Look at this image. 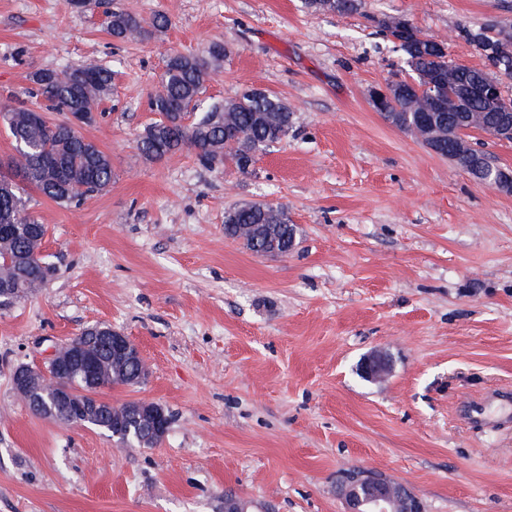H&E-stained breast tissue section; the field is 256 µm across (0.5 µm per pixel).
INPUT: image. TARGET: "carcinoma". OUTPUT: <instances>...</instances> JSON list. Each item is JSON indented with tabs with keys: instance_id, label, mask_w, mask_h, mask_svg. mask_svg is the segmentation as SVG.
<instances>
[{
	"instance_id": "obj_1",
	"label": "carcinoma",
	"mask_w": 512,
	"mask_h": 512,
	"mask_svg": "<svg viewBox=\"0 0 512 512\" xmlns=\"http://www.w3.org/2000/svg\"><path fill=\"white\" fill-rule=\"evenodd\" d=\"M168 24L163 14L150 22L130 13L114 10L107 16L110 34L118 39H145ZM499 26L488 23L478 29L466 26L458 36L473 45L485 60V67L459 65L454 72L458 84L488 78L512 79V43L498 38ZM410 79L393 83V101L380 110L391 124L409 131L416 113L408 110L414 98L423 100L424 111L433 112L439 72H448V53L443 44L422 41L412 29L400 42ZM229 49L216 42L203 55L171 53L166 61L162 91L149 100L151 111L159 115L136 139V149L146 160L158 161L168 155L191 151L200 165L220 169L232 165L247 173L255 154L288 136L294 112L281 99L259 90H248L238 98L212 104L190 123L184 120L198 110L211 66L224 60ZM114 72L99 64L77 62L63 70L38 69L31 74L28 96L41 98L38 116L27 108H12L0 113L14 145L20 151L8 163L0 162V253L14 258L13 265L0 271V284L24 300L45 283L34 251V240L46 236L47 229L24 209L21 191L31 186L62 207L76 206L112 184V160L91 140L69 126L72 112H95L101 97L112 89ZM224 236L241 241L252 252L266 256L275 247L298 242V228L289 223L287 213L278 206L244 204L224 212ZM143 382L138 367L131 361L106 367L101 384L133 386ZM114 414L103 411L87 423L103 431L115 442L130 448L152 447L162 437H151L143 424L132 429L112 425Z\"/></svg>"
}]
</instances>
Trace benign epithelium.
<instances>
[{
	"label": "benign epithelium",
	"mask_w": 512,
	"mask_h": 512,
	"mask_svg": "<svg viewBox=\"0 0 512 512\" xmlns=\"http://www.w3.org/2000/svg\"><path fill=\"white\" fill-rule=\"evenodd\" d=\"M471 100H477L482 105L480 116L470 113L462 122L448 126L447 158L475 180L494 190L511 193L512 169L498 164H485L479 160L466 132L478 129L492 139L512 141V123L507 117L512 112V101L503 94L502 86L492 80L465 86L455 84L453 66H448V96L437 98L436 108L440 111L447 109L451 112H463L465 104ZM410 134L428 148H433V125L429 114L420 117L419 125L413 127ZM100 345L110 352L112 360L140 357L133 342L112 329L101 337ZM101 364L102 360L97 354L84 350L72 341L57 343L47 354L43 364H22L14 370L15 394L32 410L41 412L43 407L37 384L49 383L50 372L64 376L81 370L90 376V382L97 385L100 383L98 369ZM362 370L366 379L378 381L389 372L390 364L383 353L376 352L364 360ZM53 390L54 406L49 410L53 415L57 414V410L63 409L70 413L71 418L79 421L98 405H112V402L98 394L85 397L67 384L55 383ZM341 492L348 512H359L362 507L365 512H422L418 498L404 486L375 475H359L345 482Z\"/></svg>",
	"instance_id": "obj_1"
}]
</instances>
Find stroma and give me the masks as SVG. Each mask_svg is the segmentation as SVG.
Instances as JSON below:
<instances>
[{"instance_id": "1", "label": "stroma", "mask_w": 512, "mask_h": 512, "mask_svg": "<svg viewBox=\"0 0 512 512\" xmlns=\"http://www.w3.org/2000/svg\"><path fill=\"white\" fill-rule=\"evenodd\" d=\"M121 9L166 28L113 39ZM405 20L452 62L483 58L462 26L512 25V0H359L313 13L303 0H0V106L30 73L85 61L116 70L82 130L112 183L63 208L35 189L55 273L0 306V512H347L341 476L402 484L422 512H512V427L474 426L468 402L512 390V194L492 190L387 123L371 88L402 79L382 32ZM230 53L204 104L261 89L296 120L246 174L183 151L143 159L135 139L168 55ZM23 58H16V51ZM241 202L281 207L299 243L263 257L224 236ZM106 324L137 346L144 383L102 397L164 406L151 448L34 413L12 388L21 363ZM380 352V382L360 366Z\"/></svg>"}]
</instances>
